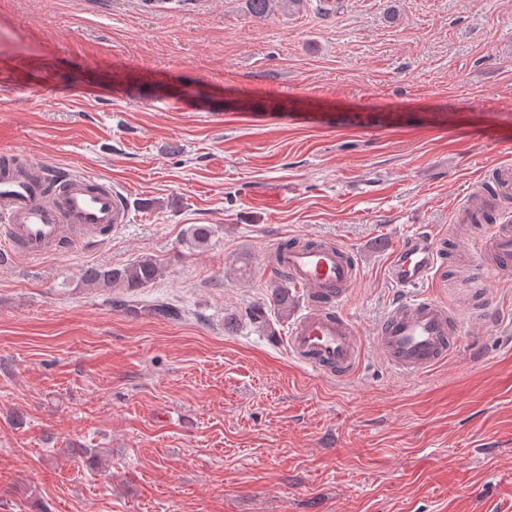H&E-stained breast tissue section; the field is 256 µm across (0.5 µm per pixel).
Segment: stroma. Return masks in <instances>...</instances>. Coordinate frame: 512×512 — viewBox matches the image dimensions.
<instances>
[{
  "label": "stroma",
  "instance_id": "stroma-1",
  "mask_svg": "<svg viewBox=\"0 0 512 512\" xmlns=\"http://www.w3.org/2000/svg\"><path fill=\"white\" fill-rule=\"evenodd\" d=\"M1 148L119 183L130 221L0 264V512H512V281L456 220L512 168V0H0ZM417 229L463 335L407 377L370 338ZM290 239L360 264L354 377L287 352ZM143 257L163 273L132 307L79 281Z\"/></svg>",
  "mask_w": 512,
  "mask_h": 512
}]
</instances>
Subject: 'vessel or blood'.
Returning <instances> with one entry per match:
<instances>
[{"label": "vessel or blood", "mask_w": 512, "mask_h": 512, "mask_svg": "<svg viewBox=\"0 0 512 512\" xmlns=\"http://www.w3.org/2000/svg\"><path fill=\"white\" fill-rule=\"evenodd\" d=\"M0 170V245L10 255L40 257L63 244L68 229L99 241L128 223L126 195L105 179L27 159L21 168ZM473 257L512 276V226L500 224L473 241ZM440 259L435 238L408 234L393 249L387 276L402 298L372 342L382 359L403 375L429 371L456 348L461 324L446 304L427 294ZM295 288L308 302L287 338L290 354L313 371L349 378L361 361L359 333L346 314L347 288L357 280L354 256L341 244L299 245L282 254Z\"/></svg>", "instance_id": "obj_1"}]
</instances>
